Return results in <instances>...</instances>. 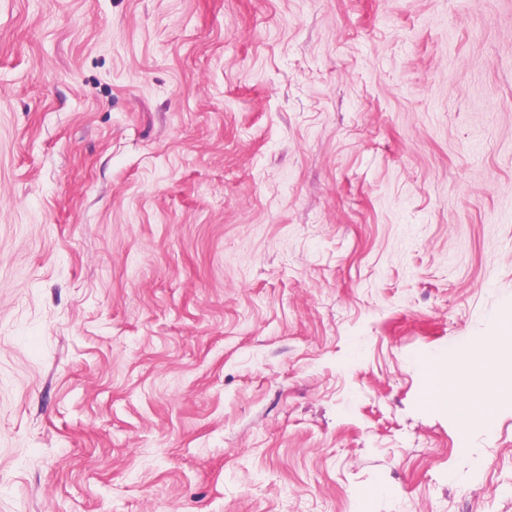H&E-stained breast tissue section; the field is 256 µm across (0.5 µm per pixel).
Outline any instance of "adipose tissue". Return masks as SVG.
Wrapping results in <instances>:
<instances>
[{
    "mask_svg": "<svg viewBox=\"0 0 512 512\" xmlns=\"http://www.w3.org/2000/svg\"><path fill=\"white\" fill-rule=\"evenodd\" d=\"M507 368H512V336L488 337L472 348L467 360L461 361L459 382H449L443 363H427L425 398L433 408L452 412L461 431H468L487 415L499 393L495 378Z\"/></svg>",
    "mask_w": 512,
    "mask_h": 512,
    "instance_id": "1",
    "label": "adipose tissue"
}]
</instances>
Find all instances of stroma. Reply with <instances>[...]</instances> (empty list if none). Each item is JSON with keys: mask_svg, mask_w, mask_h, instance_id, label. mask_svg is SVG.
Segmentation results:
<instances>
[{"mask_svg": "<svg viewBox=\"0 0 512 512\" xmlns=\"http://www.w3.org/2000/svg\"><path fill=\"white\" fill-rule=\"evenodd\" d=\"M512 0H0V512H512ZM512 324L504 334L490 336L476 344L468 360L459 364L461 378L448 384V368L439 361L425 365L428 385L425 399L437 410L452 412L463 433L479 425L498 396L494 378L504 369L512 371ZM507 335V336H503Z\"/></svg>", "mask_w": 512, "mask_h": 512, "instance_id": "stroma-1", "label": "stroma"}]
</instances>
